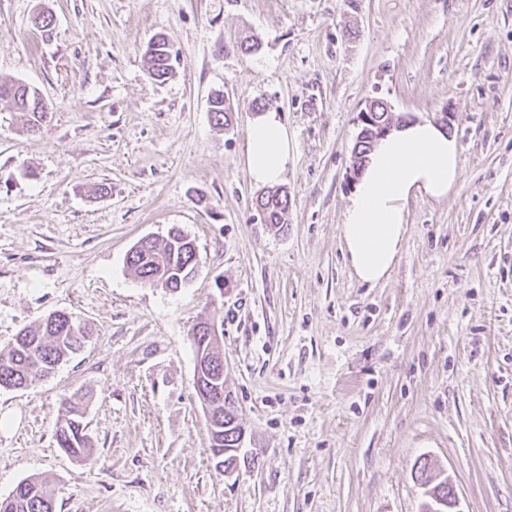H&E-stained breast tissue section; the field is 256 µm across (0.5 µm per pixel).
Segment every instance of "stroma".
<instances>
[{
	"mask_svg": "<svg viewBox=\"0 0 512 512\" xmlns=\"http://www.w3.org/2000/svg\"><path fill=\"white\" fill-rule=\"evenodd\" d=\"M160 35L176 56L162 83L145 57ZM1 77L50 114L30 134L0 111V347L54 311L93 334L0 389V498L45 476L55 512H421L426 460L461 512H512V0H0ZM216 91L235 108L221 129ZM373 99L452 113L462 148L459 182L409 202L374 286L340 237ZM258 103L292 147L281 229L245 162ZM174 226L196 273L172 293L126 259ZM209 315L258 457L229 477L194 389ZM77 393L90 463L54 439Z\"/></svg>",
	"mask_w": 512,
	"mask_h": 512,
	"instance_id": "stroma-1",
	"label": "stroma"
}]
</instances>
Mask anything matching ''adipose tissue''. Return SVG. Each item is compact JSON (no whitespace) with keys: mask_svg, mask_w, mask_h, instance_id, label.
Wrapping results in <instances>:
<instances>
[{"mask_svg":"<svg viewBox=\"0 0 512 512\" xmlns=\"http://www.w3.org/2000/svg\"><path fill=\"white\" fill-rule=\"evenodd\" d=\"M461 146L427 119L409 120L379 139L368 154L344 213L341 238L354 275L377 284L388 277L407 235V205L417 196L440 199L456 185ZM288 129L266 111L250 122L245 161L254 183L277 185L288 169Z\"/></svg>","mask_w":512,"mask_h":512,"instance_id":"ef3b65f1","label":"adipose tissue"}]
</instances>
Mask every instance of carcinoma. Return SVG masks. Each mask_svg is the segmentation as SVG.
I'll return each mask as SVG.
<instances>
[{"label": "carcinoma", "mask_w": 512, "mask_h": 512, "mask_svg": "<svg viewBox=\"0 0 512 512\" xmlns=\"http://www.w3.org/2000/svg\"><path fill=\"white\" fill-rule=\"evenodd\" d=\"M146 56L149 74L156 80H162L172 71V56L166 38L160 37L151 43ZM0 105L19 112L25 118L26 130L33 132L47 118V106L36 95L35 89H26V85L9 79H0ZM232 108L226 103L224 95H214L210 106L211 120L214 125L224 127L229 124ZM257 210L267 224L275 227L287 223L288 192L282 188L270 190L257 203ZM196 249L192 240L178 230L169 232L161 240L132 248L127 257L131 272L141 281L176 291L191 280L196 271ZM218 331L215 319L208 317L197 323L193 330L192 342L195 352L202 354L201 374L207 379L224 377V365L211 356L215 350H221L220 341L213 339L211 332ZM90 329L77 322L68 314L54 312L42 317L34 326L26 327L7 345L0 348V388L22 389L47 377L59 364L68 360L79 351ZM233 416L224 410V406L215 408L213 418L206 421L209 448L215 460V469L223 471V465L234 461L254 462L255 458L241 459L236 452L224 453L234 447L239 426L232 424ZM55 441L65 453L90 460L94 455L85 423V405L83 398H69L64 402V414L58 420ZM432 472L430 463L424 461L417 468V478L431 490H440L448 496V487L443 480L431 481L424 478ZM0 512H55L53 494L49 480L45 477H33L21 481L5 499H0Z\"/></svg>", "instance_id": "cac0c4a2"}]
</instances>
